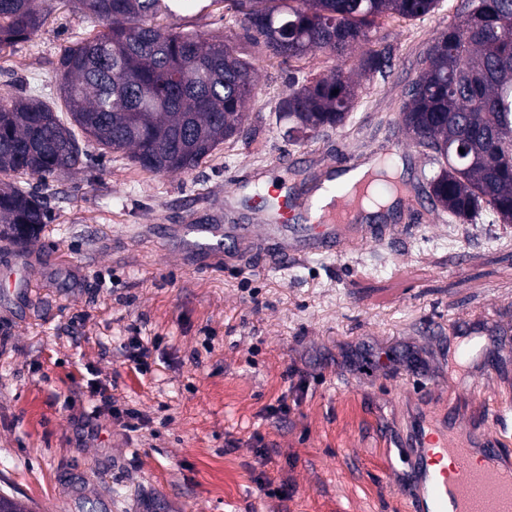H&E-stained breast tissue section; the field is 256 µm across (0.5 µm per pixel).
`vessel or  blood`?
Wrapping results in <instances>:
<instances>
[{
  "instance_id": "b4317fda",
  "label": "vessel or blood",
  "mask_w": 512,
  "mask_h": 512,
  "mask_svg": "<svg viewBox=\"0 0 512 512\" xmlns=\"http://www.w3.org/2000/svg\"><path fill=\"white\" fill-rule=\"evenodd\" d=\"M276 201L272 221L220 227L185 225L197 250L226 253L245 248L254 237L278 244L281 263L311 255L342 254L351 247L379 238L376 225L365 223L362 201L335 196L318 199L306 208L307 222L295 227L293 202L287 189L270 188ZM482 339L459 350L483 380ZM512 432V402H495L483 423L458 432L454 413L419 420L409 437L398 444L399 459L408 461L416 492L408 512H512V448L506 436Z\"/></svg>"
}]
</instances>
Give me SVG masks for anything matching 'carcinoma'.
Returning <instances> with one entry per match:
<instances>
[{
  "mask_svg": "<svg viewBox=\"0 0 512 512\" xmlns=\"http://www.w3.org/2000/svg\"><path fill=\"white\" fill-rule=\"evenodd\" d=\"M102 30L63 49L59 98L42 86L0 100V174L40 180L82 163L74 128L104 152H127L156 173L192 171L240 133L254 96L255 68L227 41L163 29L167 0H69ZM244 36L274 57L327 52L343 60L371 41L386 14L415 18L440 0H226ZM463 20L427 49L409 85L402 122L438 164L434 202L470 219L488 208L512 223V0H465ZM42 0H0V46L29 40L43 25ZM354 90L345 70L295 84L281 101L288 137L343 124ZM464 152H459V149ZM39 194L0 179V238L20 244L47 223Z\"/></svg>",
  "mask_w": 512,
  "mask_h": 512,
  "instance_id": "1",
  "label": "carcinoma"
}]
</instances>
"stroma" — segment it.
Listing matches in <instances>:
<instances>
[{
    "mask_svg": "<svg viewBox=\"0 0 512 512\" xmlns=\"http://www.w3.org/2000/svg\"><path fill=\"white\" fill-rule=\"evenodd\" d=\"M460 4L384 16L369 45L340 62L269 55L224 0H184L158 17L164 28L233 36L257 95L243 133L189 172H149L83 137L89 159L72 172L44 184L13 175L45 196L49 219L25 247L0 239V275L18 251L29 258L25 282L0 290V494L32 512H407L409 468L394 444L432 408L454 406L476 424L512 398V224L433 206L434 165L400 115ZM49 9L30 40L0 48V99L55 85L62 50L100 29L63 0ZM371 51L389 65L360 79L342 126L283 137L276 113L290 81L358 69ZM343 157L399 167L413 206L366 217L388 225L386 238L282 265L265 242L217 257L181 233L189 217L264 223L242 200L270 180L306 206ZM474 324L491 372L478 395L456 351ZM134 336L151 345L142 375L126 358ZM293 367L305 393L286 416H268ZM398 379L406 393L394 392ZM109 397L148 425L122 431Z\"/></svg>",
    "mask_w": 512,
    "mask_h": 512,
    "instance_id": "stroma-1",
    "label": "stroma"
}]
</instances>
